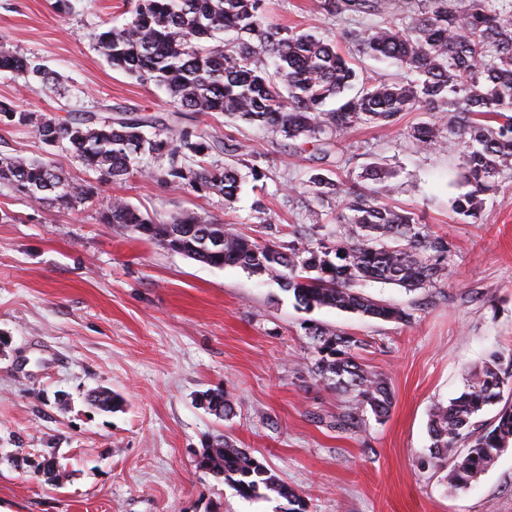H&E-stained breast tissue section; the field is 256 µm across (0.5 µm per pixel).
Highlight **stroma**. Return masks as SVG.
I'll use <instances>...</instances> for the list:
<instances>
[{"label":"stroma","instance_id":"1","mask_svg":"<svg viewBox=\"0 0 512 512\" xmlns=\"http://www.w3.org/2000/svg\"><path fill=\"white\" fill-rule=\"evenodd\" d=\"M132 7L0 0V43L62 79L53 93L0 71V101L62 120L118 107L170 116L176 127L276 154L266 181L271 221L256 219L247 183L228 207L220 195L138 171L75 208L50 209L0 181V512H284L285 500H243L197 468V454L219 435L295 489L307 512H512V447L455 496L442 481L447 460L423 464L434 405L458 396L491 352L512 351V183L488 195L479 223L469 224L452 210L467 190L459 153L422 151L405 135L419 113H404L391 130L359 126L337 138L341 150L365 146L354 170L389 173V205L416 212L454 245L447 282L411 292L363 285L407 311L406 323L299 309L268 276L214 268L102 223L116 198L162 219L193 211L259 240L309 221L285 196L307 180V154H288L280 138L220 113L175 114L163 90L112 70L96 51L94 33L125 23ZM267 9L281 26L340 29L315 0H267ZM0 152L50 156L30 128L4 123ZM312 324L362 340L359 362L394 393L384 419L364 411L337 427L348 398L313 377ZM217 388L235 405L229 418L197 402ZM94 389L119 394L120 408L91 405ZM51 448L64 469L57 482L36 472Z\"/></svg>","mask_w":512,"mask_h":512}]
</instances>
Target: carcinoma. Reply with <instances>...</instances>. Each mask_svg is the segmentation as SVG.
<instances>
[{
	"instance_id": "1",
	"label": "carcinoma",
	"mask_w": 512,
	"mask_h": 512,
	"mask_svg": "<svg viewBox=\"0 0 512 512\" xmlns=\"http://www.w3.org/2000/svg\"><path fill=\"white\" fill-rule=\"evenodd\" d=\"M265 0H135L131 19L94 34V46L112 68L143 85L166 91L180 112H222L292 140L291 152L312 145L314 162L298 197L309 215L339 200L336 231L320 224H295L289 241L253 240L225 224L183 211L163 220L114 199L102 212L141 238L178 243L183 254L215 268L238 266L267 275L305 309L328 307L381 320L406 322L402 308L359 291L367 281L412 291L443 282L452 244L431 232L414 214L382 202L393 185L371 166L358 177L352 150L330 160L331 141L357 125L393 128L403 112H427L432 121L407 135L423 149L460 154L469 190L452 207L470 224L480 219L484 196L499 180L512 178V0H316V8L342 24L340 37L366 58L396 68L392 77L371 80L342 53L336 38L269 22ZM0 70L20 75L28 88L57 90L58 78L35 56L0 43ZM0 118L33 128L48 146L59 147L95 175L77 185L58 159L30 160L0 155V180L23 197L70 209L94 197L98 186L122 181L143 163L157 180L200 195L219 194L227 205L238 198V163L252 156L242 142H225L204 132L177 128L162 116L113 117L82 112L59 120L0 101ZM155 129L148 136L144 128ZM232 161L217 168L204 158ZM276 157L247 163L252 180L268 177ZM336 166L334 176L325 167ZM220 242V249L207 247ZM316 359L312 373L328 388L352 397L338 424L353 423L366 408L385 418L393 403L388 380L358 362L362 341L320 326L309 331ZM495 353L467 373L462 393L433 409L430 456L450 453L444 481L457 494L471 486L512 442V372ZM91 402L109 411L119 395L99 390ZM213 415L233 412L225 391L202 395ZM501 405L494 419L485 411ZM464 452L454 454L458 444ZM197 468L223 478L244 500L274 496L286 512H306L302 497L248 449L217 438L197 456Z\"/></svg>"
}]
</instances>
